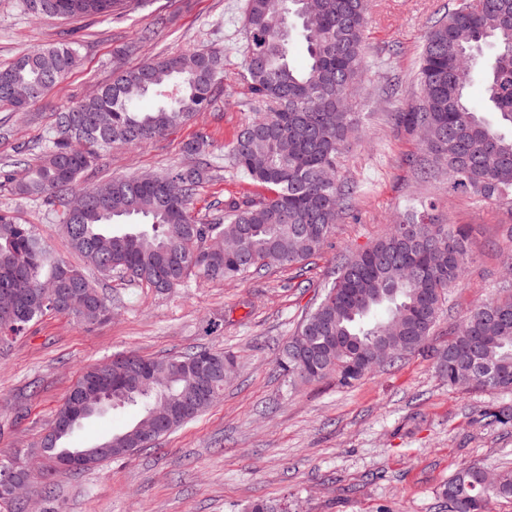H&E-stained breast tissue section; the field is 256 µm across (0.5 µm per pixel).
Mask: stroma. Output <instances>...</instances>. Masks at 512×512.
Masks as SVG:
<instances>
[{"instance_id": "1", "label": "stroma", "mask_w": 512, "mask_h": 512, "mask_svg": "<svg viewBox=\"0 0 512 512\" xmlns=\"http://www.w3.org/2000/svg\"><path fill=\"white\" fill-rule=\"evenodd\" d=\"M453 0H374L366 30L358 126L342 158L358 182L356 218L335 224L308 266H274L237 281L190 276L160 293L116 277L100 280L112 317L90 325L49 314L24 335L0 342V459L27 454L50 426L70 387L90 365L135 353L162 358L198 349L235 361L219 400L155 447L61 478L41 466L33 512H243L255 500L279 512H448L441 488L469 462L512 470V426L483 414L512 405V392H462L434 369L450 330L477 303L512 289L504 263L512 256V206L421 183L408 165L417 140L397 128L394 113L416 101L428 26ZM246 0H128L112 17L37 18L20 0H0V65L75 35L78 65L24 112L0 108V163L32 164L43 153L56 113L110 82L116 67L200 48L222 54L224 77L211 108L142 147L113 145L83 175L96 186L115 176L157 173L187 163L184 143L203 136L213 173L197 190L196 216L225 203L263 196L230 168L227 146L253 112L240 79ZM137 54L125 51L144 30ZM438 200L443 223L466 226L475 254L449 289L424 348L362 380L329 377L289 384L278 353L334 278L336 258L385 236L412 199ZM0 209L34 225L52 254L79 264L55 214L0 185ZM133 421L117 408L84 420L69 438L87 448Z\"/></svg>"}]
</instances>
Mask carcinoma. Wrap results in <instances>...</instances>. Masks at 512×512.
Segmentation results:
<instances>
[{
	"mask_svg": "<svg viewBox=\"0 0 512 512\" xmlns=\"http://www.w3.org/2000/svg\"><path fill=\"white\" fill-rule=\"evenodd\" d=\"M120 2L22 0L38 17L62 19L108 16ZM371 6L372 0H247L241 81L256 113L228 145V156L237 173L270 191L267 197L227 203L224 214L202 222L190 208L210 177L199 164L157 173L151 181L114 177L103 207L92 188L81 185L99 151L150 143L211 107L222 74L217 55L203 49L119 71L95 95L56 113L39 164L18 172L7 163L0 180L57 212L71 248L102 277L121 274L165 292L193 272L235 280L272 265L306 262L351 210L357 191L340 158L358 118L352 103L363 77ZM294 32L306 45L302 69L289 59ZM485 45L496 49L486 72L487 99L500 122L512 126V0H457L435 20L418 70L419 98L393 116L408 134L425 135L417 177L446 176L454 190L511 205L512 136L495 131L466 98ZM79 48L75 40L49 43L0 66V75L34 91L32 106L74 68ZM148 95L157 106L137 110L135 101ZM173 181L181 194L177 205L164 192ZM76 195L81 201L69 216L61 208ZM437 209L432 199L417 201L384 237L342 259L331 286L281 349L279 364L288 378L310 383L334 376L351 385L373 370L374 349L389 351L393 362L424 345L448 289L473 260L465 228L439 223ZM48 279L64 290L59 307L44 304L39 294L25 297L16 319L0 322V340L23 335L50 312L82 321L98 305L101 319L112 316L84 269L53 259L32 225L0 210V290L17 282L35 289ZM203 356L232 359L206 348L160 359L165 385L124 389L114 382L112 399L80 420L118 407L136 410V422L104 439L131 447L138 422L167 416L160 407L164 398L193 395L196 378L186 364ZM435 369L455 389L511 393L512 293L470 309L437 353ZM211 392L197 412L174 420L172 430L208 410L224 392V378L213 380ZM487 472L469 463L448 478L441 495L456 503L454 512H490L492 500L512 498V472L493 483Z\"/></svg>",
	"mask_w": 512,
	"mask_h": 512,
	"instance_id": "1",
	"label": "carcinoma"
}]
</instances>
